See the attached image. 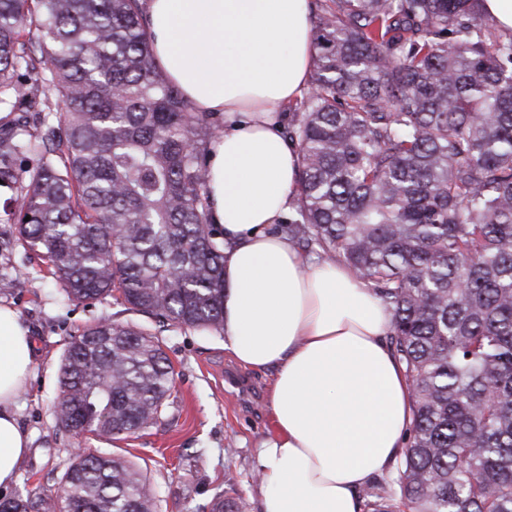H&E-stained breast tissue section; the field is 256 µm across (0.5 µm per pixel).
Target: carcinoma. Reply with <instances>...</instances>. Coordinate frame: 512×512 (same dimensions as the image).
<instances>
[{
    "label": "carcinoma",
    "instance_id": "obj_1",
    "mask_svg": "<svg viewBox=\"0 0 512 512\" xmlns=\"http://www.w3.org/2000/svg\"><path fill=\"white\" fill-rule=\"evenodd\" d=\"M315 47L279 229L383 301L411 389L406 447L360 491L366 512H512V32L480 0H322ZM219 125L154 63L142 0H0L3 221L68 300L221 329ZM173 380L158 334L90 324L62 356L57 422L120 440L162 419ZM59 488L0 512L158 508L143 471L103 453L75 455ZM245 508L219 495L209 512Z\"/></svg>",
    "mask_w": 512,
    "mask_h": 512
}]
</instances>
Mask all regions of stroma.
<instances>
[{
    "label": "stroma",
    "instance_id": "1",
    "mask_svg": "<svg viewBox=\"0 0 512 512\" xmlns=\"http://www.w3.org/2000/svg\"><path fill=\"white\" fill-rule=\"evenodd\" d=\"M0 304L12 306L37 345L35 371L20 399V420L32 435L31 453L13 488L0 500L35 488L56 489L78 447L126 457L147 468L159 512H198L216 493L241 497L246 512H258L255 445L272 428L266 407L269 375L241 367L214 332L182 328L162 332L174 367V386L160 422L108 441L74 437L60 427L54 405L60 394L59 365L71 337L91 323L119 319L144 323V316L112 299L90 304L68 301L36 256L25 255L14 225L0 223ZM236 374L245 385L232 393L224 380Z\"/></svg>",
    "mask_w": 512,
    "mask_h": 512
}]
</instances>
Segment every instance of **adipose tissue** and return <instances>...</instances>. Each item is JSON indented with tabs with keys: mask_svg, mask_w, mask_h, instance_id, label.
Returning <instances> with one entry per match:
<instances>
[{
	"mask_svg": "<svg viewBox=\"0 0 512 512\" xmlns=\"http://www.w3.org/2000/svg\"><path fill=\"white\" fill-rule=\"evenodd\" d=\"M145 11L156 65L195 111L224 118L207 181L224 235L219 335L240 366L272 373L260 512H362L360 488L403 452L411 397L384 303L350 267L304 255L274 229L298 190L283 127L310 80L311 0H145ZM34 363L29 327L0 305V489L30 450L19 397Z\"/></svg>",
	"mask_w": 512,
	"mask_h": 512,
	"instance_id": "ef3b65f1",
	"label": "adipose tissue"
}]
</instances>
